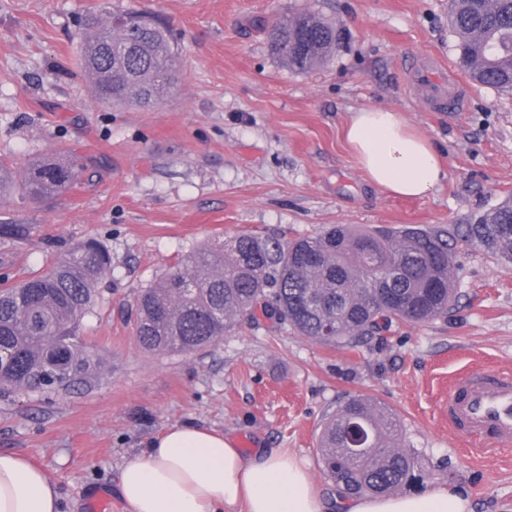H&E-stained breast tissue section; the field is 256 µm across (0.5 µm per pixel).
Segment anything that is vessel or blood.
<instances>
[{"label":"vessel or blood","instance_id":"1","mask_svg":"<svg viewBox=\"0 0 512 512\" xmlns=\"http://www.w3.org/2000/svg\"><path fill=\"white\" fill-rule=\"evenodd\" d=\"M410 88L429 110H464L470 87L459 77L444 76L434 59L410 64ZM448 423L456 437L478 444L492 455L512 445V373L470 370L462 373L448 395Z\"/></svg>","mask_w":512,"mask_h":512}]
</instances>
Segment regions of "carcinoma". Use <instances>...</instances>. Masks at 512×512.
I'll use <instances>...</instances> for the list:
<instances>
[{
	"instance_id": "1",
	"label": "carcinoma",
	"mask_w": 512,
	"mask_h": 512,
	"mask_svg": "<svg viewBox=\"0 0 512 512\" xmlns=\"http://www.w3.org/2000/svg\"><path fill=\"white\" fill-rule=\"evenodd\" d=\"M448 26L458 62L479 85L512 91V0H451ZM274 53L305 72L336 51V26L311 12L275 23ZM81 65L98 73L94 100L149 105L175 79L169 30L137 11H93L82 20ZM75 151L28 164L16 180L0 160V192L15 185L33 199L65 196L80 180ZM476 246L512 265V201L452 229L384 227L359 231L330 224L293 240L252 234L200 247L182 266L133 297V330L148 352L203 350L247 321L338 349L382 339L394 322L448 316L452 252ZM111 265L108 250L88 239L19 286L0 290V393L68 390L101 373V361L76 331L92 310L93 288ZM323 473L348 496L389 495L423 480L416 455L403 450L401 424L353 397L326 414L318 436Z\"/></svg>"
}]
</instances>
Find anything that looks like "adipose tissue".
I'll use <instances>...</instances> for the list:
<instances>
[{
  "instance_id": "adipose-tissue-1",
  "label": "adipose tissue",
  "mask_w": 512,
  "mask_h": 512,
  "mask_svg": "<svg viewBox=\"0 0 512 512\" xmlns=\"http://www.w3.org/2000/svg\"><path fill=\"white\" fill-rule=\"evenodd\" d=\"M347 139L369 180L391 194L422 197L447 177L438 153L401 116L367 108L353 114ZM130 512H470L467 493L439 485L407 495L320 498L304 464L270 449L248 456L223 433L168 426L119 473ZM57 492L28 458L0 452V512H58Z\"/></svg>"
}]
</instances>
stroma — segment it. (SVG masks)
<instances>
[{
	"label": "stroma",
	"mask_w": 512,
	"mask_h": 512,
	"mask_svg": "<svg viewBox=\"0 0 512 512\" xmlns=\"http://www.w3.org/2000/svg\"><path fill=\"white\" fill-rule=\"evenodd\" d=\"M448 0H0V160L76 151L86 179L56 202L16 191L0 224V283L47 269L98 239L112 264L79 338L100 356L98 380L43 395L0 396V451L19 452L55 484L60 512H85L99 489L112 512L122 465L175 423L302 459L322 498L326 412L353 396L390 409L424 474L411 490L464 487L471 512H512V449L485 458L448 426V381L473 363L512 372V269L477 247L453 259L459 300L448 317L398 323L354 350L242 324L191 354L138 345L127 306L201 244L241 234L293 239L328 224L372 229L465 224L512 198V94L482 85L462 112H432L406 88V57L458 70ZM107 8L147 12L173 30L177 85L158 105L92 98L80 67V20ZM309 11L335 22L334 55L300 73L272 54L266 29ZM399 113L435 146L445 182L421 198L371 183L349 146L353 112Z\"/></svg>",
	"instance_id": "1"
}]
</instances>
